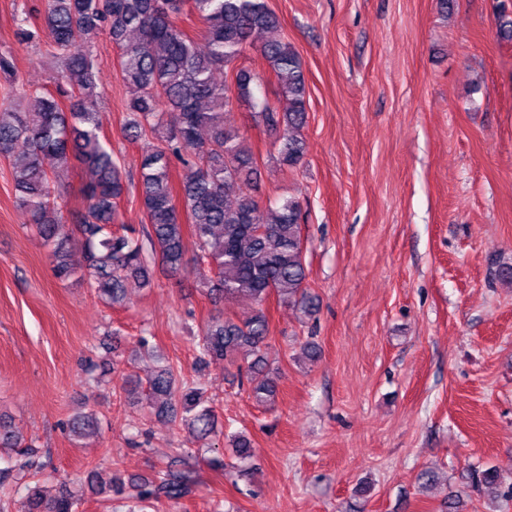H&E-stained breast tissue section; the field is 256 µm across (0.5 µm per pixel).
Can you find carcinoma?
I'll list each match as a JSON object with an SVG mask.
<instances>
[{"mask_svg": "<svg viewBox=\"0 0 512 512\" xmlns=\"http://www.w3.org/2000/svg\"><path fill=\"white\" fill-rule=\"evenodd\" d=\"M205 24L199 46L176 23L185 10ZM26 19L15 32L21 43L42 40L56 65L49 75L54 91L13 88L17 98L8 112L0 110V157L9 161L18 205L44 242L52 246L54 275L61 281L86 283L109 305L122 304L129 282L152 285L150 259H159L172 273L191 272L209 294L226 300L246 296L255 304L244 321L228 316L208 320L199 336L200 361L228 359L245 350L254 356L246 370L251 397L258 404L277 392L264 349L270 336L265 298L280 305H298L309 315L317 304L304 284V237L301 206L286 198L261 206L251 192L258 163L228 110L232 100L216 73L229 68L249 48L256 49L277 84V101L258 88L255 74L234 71L238 98L276 135L278 160L297 166L306 151L298 131L307 122L306 78L299 54L270 36L279 20L265 0H44V25L31 31ZM106 33L118 50V73L127 89L124 127L131 141L150 138L138 183L146 224L142 237L127 234L118 202L127 175L103 133L99 112L98 69L90 44L78 37ZM76 159L89 175L83 187L84 211L68 229L58 205L65 186L60 171ZM54 161L51 168L45 160ZM185 170L179 182L172 168ZM194 238L195 266H188L185 237ZM83 262L70 261L71 247ZM146 400L159 418L180 423L199 440L216 431L218 415L201 388L178 378L165 363L147 381ZM83 438L98 429L94 413L69 424ZM0 445L18 449L25 461L8 460L0 467V498L15 512H75L76 500L61 491L45 498L37 488L12 500L13 483L30 475L31 450L9 420H0ZM235 468L250 462V439H233ZM471 486L490 498L498 496L503 478L493 467L470 471ZM199 481L192 466L171 469L131 483L141 502L162 497L177 502Z\"/></svg>", "mask_w": 512, "mask_h": 512, "instance_id": "cac0c4a2", "label": "carcinoma"}]
</instances>
